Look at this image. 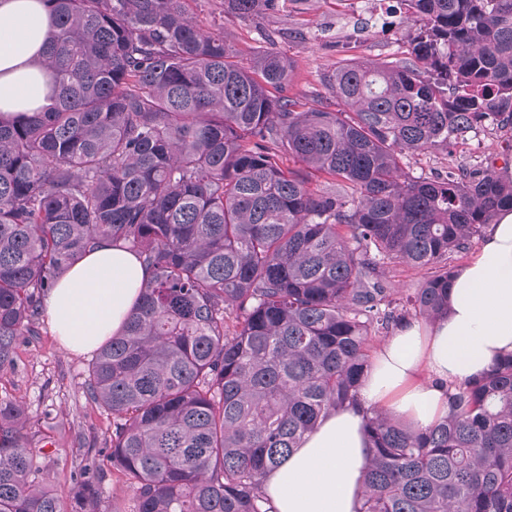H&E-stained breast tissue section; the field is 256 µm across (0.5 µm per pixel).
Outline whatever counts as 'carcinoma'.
<instances>
[{
    "instance_id": "obj_1",
    "label": "carcinoma",
    "mask_w": 512,
    "mask_h": 512,
    "mask_svg": "<svg viewBox=\"0 0 512 512\" xmlns=\"http://www.w3.org/2000/svg\"><path fill=\"white\" fill-rule=\"evenodd\" d=\"M45 2L50 104L0 117V367L99 244L134 252L148 278L88 367L112 446L82 468L71 510L27 448L25 407L0 399V512H98L107 468L133 512H269L267 473L356 403L373 338L447 314L451 258L512 209V179L490 168L400 167L512 125V0H406L408 57L325 75L334 112L274 96L292 61H237L189 0ZM311 173L340 188L311 191ZM396 261L427 271L403 301L382 280ZM366 438L360 512H512V355L458 387L445 419L413 429L373 409Z\"/></svg>"
}]
</instances>
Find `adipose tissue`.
<instances>
[{"label":"adipose tissue","instance_id":"ef3b65f1","mask_svg":"<svg viewBox=\"0 0 512 512\" xmlns=\"http://www.w3.org/2000/svg\"><path fill=\"white\" fill-rule=\"evenodd\" d=\"M52 30L43 0H0V113L37 112L48 75L37 59ZM148 271L139 257L101 245L63 276L45 299L60 343L96 349L127 321ZM512 353V210L499 211L475 254L448 286V313L402 323L375 353L360 403L328 413L264 479L271 512H360L370 459L366 411L374 407L424 428L448 415L455 387Z\"/></svg>","mask_w":512,"mask_h":512}]
</instances>
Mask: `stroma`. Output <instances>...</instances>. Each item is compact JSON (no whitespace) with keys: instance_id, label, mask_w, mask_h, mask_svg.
Masks as SVG:
<instances>
[{"instance_id":"obj_1","label":"stroma","mask_w":512,"mask_h":512,"mask_svg":"<svg viewBox=\"0 0 512 512\" xmlns=\"http://www.w3.org/2000/svg\"><path fill=\"white\" fill-rule=\"evenodd\" d=\"M386 2L395 18L381 28L368 23L374 0H275L271 9L248 17L225 12L224 0H190L189 9L204 28L223 30L243 62L265 47L290 58L294 72L286 96L332 111L336 97L325 74L349 61L401 58L409 49L417 25L401 0ZM487 166L502 175L512 170L511 126L484 124L451 149L409 154L402 164L410 176L422 178ZM91 359L64 349L43 314L33 332L19 338L13 362L0 368V399L23 403L30 419L28 444L40 451L45 477L64 498L72 473L112 440L111 415L95 407L84 390Z\"/></svg>"}]
</instances>
